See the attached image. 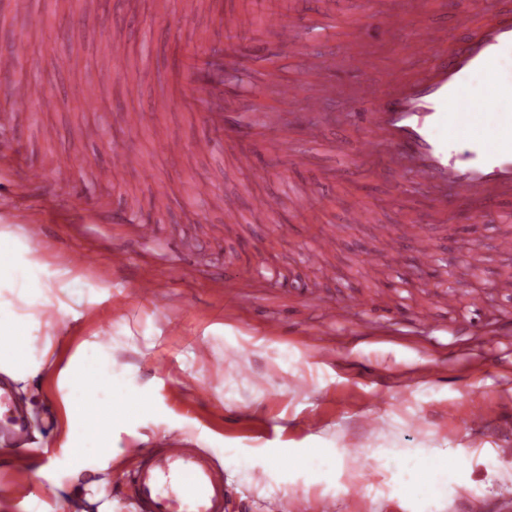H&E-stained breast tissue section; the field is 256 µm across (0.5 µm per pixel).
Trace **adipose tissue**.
Instances as JSON below:
<instances>
[{
	"mask_svg": "<svg viewBox=\"0 0 512 512\" xmlns=\"http://www.w3.org/2000/svg\"><path fill=\"white\" fill-rule=\"evenodd\" d=\"M77 277L70 264L58 262L48 270L40 248L28 244L14 231L12 224H0V374L16 382L27 381L41 370L42 359L29 354L26 336L30 326L45 328L47 336H55L59 326L75 316L85 299L76 288ZM103 365L111 360L105 353L89 355L80 349L70 368L63 371L69 399L60 448L76 462L75 474H82L81 463L87 448H94L96 471L108 469L112 457L109 440L112 425L124 414L150 405L146 395L122 392V380H115L121 393L117 400H100L88 404L91 375L89 358Z\"/></svg>",
	"mask_w": 512,
	"mask_h": 512,
	"instance_id": "adipose-tissue-1",
	"label": "adipose tissue"
}]
</instances>
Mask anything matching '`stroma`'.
Here are the masks:
<instances>
[{"label":"stroma","instance_id":"35a3bbf8","mask_svg":"<svg viewBox=\"0 0 512 512\" xmlns=\"http://www.w3.org/2000/svg\"><path fill=\"white\" fill-rule=\"evenodd\" d=\"M50 0H28L19 22L30 38L45 37L50 54L29 70L32 85L56 100L52 112H20L0 119V211L19 226L49 224L53 233L41 246L56 262L62 246L82 250L79 287L95 299L77 321L59 329L54 350L34 383L18 390L29 409L30 450L26 459L0 464V512H135L130 500L112 497L130 462L125 450L139 438L155 445L163 436L209 450L223 464L231 493L226 512H266L278 503L292 512L301 500L305 512H512V353L496 348L495 333L512 321V301L498 292L500 271L512 255L498 241L512 223L474 224L466 209L450 214L447 226L428 225L426 233L440 261L433 281L451 286L455 268L447 253L480 247L485 271L472 280L484 292L487 308L476 313L468 293L453 307L438 306L413 273L411 242L399 239L384 273L365 275L361 259L375 248L374 227L346 221L356 200L377 221L397 224L405 214L397 201L410 197L426 217L428 191L402 173L382 180L367 173L349 175L326 157L304 170L286 163L270 167L267 154L208 129L194 101L177 102L169 112L147 110L149 96L166 92L173 78H187V55L196 39L225 41L208 12L182 17L172 0L149 7L128 0H71L66 25L50 22ZM125 38L139 79L122 82L109 67L113 37ZM94 86L126 118L112 126V145L87 143L77 166L57 173L55 156L80 134V119L65 98L74 86ZM56 130L53 141L43 126ZM208 138L209 152L169 156L165 143ZM132 157L123 180L98 183V166L113 152ZM38 169L54 186L56 199L44 205L14 189L19 166ZM206 180L224 195L226 210H210L195 189ZM330 198L326 221L296 216L294 194ZM277 205L275 218L288 220L291 238L277 240L272 219L256 218L251 195ZM127 214V224H101L97 211ZM150 224L147 252L165 258L159 266L132 256L118 272L108 247ZM336 240L321 261L332 274L322 278L309 261L323 236ZM199 272L194 282L178 279L183 261ZM246 273L256 281L248 299L231 296V279ZM157 276L155 297L138 293V280ZM182 294L171 306L168 296ZM357 302L353 321L325 318L323 309ZM111 352L128 391L150 396L151 409L118 421L112 429V469L107 483L76 488L69 481L70 460L58 456L36 482L25 479V460L61 440L67 390L61 371L78 348ZM206 355H199V348ZM482 408L486 420L473 428L468 416ZM496 455L483 454V446ZM392 448L412 449V457L388 458ZM456 455L455 480L427 500L413 504L400 492L416 465L439 470ZM330 460L331 480L321 464Z\"/></svg>","mask_w":512,"mask_h":512}]
</instances>
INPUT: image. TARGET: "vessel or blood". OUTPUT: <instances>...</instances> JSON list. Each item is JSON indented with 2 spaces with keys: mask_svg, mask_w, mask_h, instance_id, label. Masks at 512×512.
Listing matches in <instances>:
<instances>
[{
  "mask_svg": "<svg viewBox=\"0 0 512 512\" xmlns=\"http://www.w3.org/2000/svg\"><path fill=\"white\" fill-rule=\"evenodd\" d=\"M446 5L447 0H403L400 13L377 20L368 15L345 20L336 17L332 0H317L313 25L337 39L342 61L337 67L300 43L299 12L288 4L265 13L261 29L297 58L299 78L284 76L275 63L266 61L257 42L238 47L226 59L231 67L259 73L262 87L273 92L274 111L254 119L225 111L223 90L200 72L193 73L189 89L206 125L232 138L253 140L261 152L283 159L291 168L309 167L317 156L326 155L358 169L387 146L408 179L429 189L432 223H447L458 203L470 206L471 221L486 222L492 206L512 198V11L496 10L481 21L476 0H457L458 23L447 28L433 19L434 12ZM210 10L220 29L234 30L248 23L245 15L225 9L222 0H210ZM402 25L407 26L408 37L400 47L380 55L369 51L376 35ZM415 62L422 63L421 71H412ZM17 67V52L0 54V77L12 80L14 99L20 103L34 99L41 108L51 109V97L33 98L29 86L14 83ZM340 67L357 78H383L373 103H366L354 90L344 99L360 133L355 144L345 136H327L323 126L310 118L339 89ZM299 99L305 102L306 117L281 123L276 108ZM15 187L44 200L53 195L42 174L29 167L21 169ZM196 190L213 210L223 212L225 223H237V215L224 209L223 194L209 182L197 181ZM347 221L375 226L379 246L363 259L370 272L386 269L388 248L398 238L414 242V263L427 267L436 258L420 235V219L378 225L371 211L354 201ZM153 234L152 225H138L134 242L110 248L111 265L124 269L135 244L147 242ZM1 431L11 436L12 455L24 453L27 418L12 405L9 387L0 383ZM126 456L133 466L124 485L139 512H225L224 470L208 453L166 439L152 448L130 446Z\"/></svg>",
  "mask_w": 512,
  "mask_h": 512,
  "instance_id": "b4317fda",
  "label": "vessel or blood"
}]
</instances>
